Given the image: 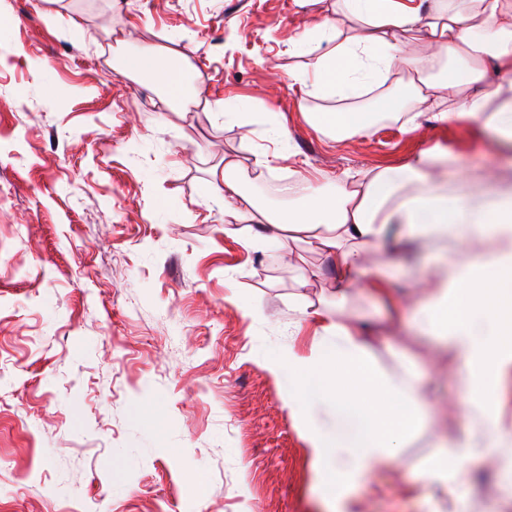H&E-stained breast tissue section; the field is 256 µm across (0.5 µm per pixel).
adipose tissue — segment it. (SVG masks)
Instances as JSON below:
<instances>
[{
	"label": "adipose tissue",
	"instance_id": "ef3b65f1",
	"mask_svg": "<svg viewBox=\"0 0 512 512\" xmlns=\"http://www.w3.org/2000/svg\"><path fill=\"white\" fill-rule=\"evenodd\" d=\"M336 12L308 31L331 47L301 74L305 94L342 101L373 91L377 101L371 110L309 113L315 128L367 137L382 118L411 128L420 112L430 110L442 124L484 120L512 142V0H336ZM345 19L351 32L342 29ZM124 71L160 77L163 111H177L191 98L183 74L161 72L152 49L129 57ZM393 73L407 99L383 93ZM451 160L450 152L434 146L398 168L347 170L334 178L307 169L287 205L273 206L246 188L241 160L224 156L225 236L275 257L299 243L331 258L336 268L334 299L320 305L305 293L313 271L299 269L293 310L297 328L311 329L310 343L305 352L292 349L268 364L271 374L285 368L295 374L288 410L336 512H361L351 489L376 469L404 468L407 444L431 423L418 376L405 365L380 363L371 328L347 307L351 295L363 293L401 306L383 278L364 276L395 226L423 244L448 243L435 274L414 284L422 295L415 324L434 339L437 351L463 365L456 382L466 400L465 431L439 436L419 482L409 489L431 486L449 512H472L458 475L463 465L477 462L512 497V415L506 409L512 385V178L502 177L489 190L464 182L448 191L432 174ZM314 396L335 406L348 435L309 421L306 404Z\"/></svg>",
	"mask_w": 512,
	"mask_h": 512
}]
</instances>
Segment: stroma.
Here are the masks:
<instances>
[{"mask_svg":"<svg viewBox=\"0 0 512 512\" xmlns=\"http://www.w3.org/2000/svg\"><path fill=\"white\" fill-rule=\"evenodd\" d=\"M335 0H5L0 5V512H324L323 488L286 405L302 347L287 266L224 234L216 167L274 145L325 175L400 166L440 144L449 179L485 180L496 146L480 122L419 117L367 138L313 128L296 77L303 31ZM154 49L195 99L159 110L157 83L123 74ZM378 353L434 400L453 381L427 365L413 311ZM405 474L354 488L365 512H428Z\"/></svg>","mask_w":512,"mask_h":512,"instance_id":"stroma-1","label":"stroma"}]
</instances>
